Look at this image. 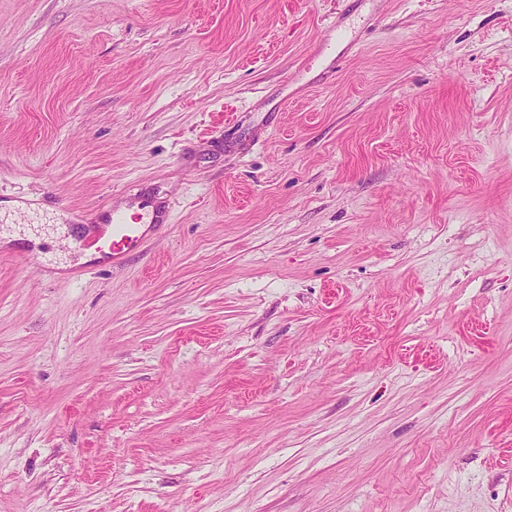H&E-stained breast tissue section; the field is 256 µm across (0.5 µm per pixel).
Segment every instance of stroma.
Here are the masks:
<instances>
[{
    "instance_id": "stroma-1",
    "label": "stroma",
    "mask_w": 512,
    "mask_h": 512,
    "mask_svg": "<svg viewBox=\"0 0 512 512\" xmlns=\"http://www.w3.org/2000/svg\"><path fill=\"white\" fill-rule=\"evenodd\" d=\"M0 512H512V0H0ZM143 213L134 214L130 222L125 215L116 216L114 212L110 217L112 230L109 236L103 235L98 239L99 251L107 248L112 252V258L120 260L134 252L142 242L146 229Z\"/></svg>"
}]
</instances>
